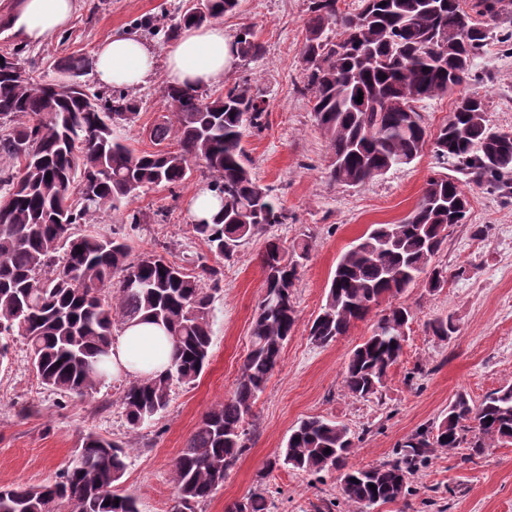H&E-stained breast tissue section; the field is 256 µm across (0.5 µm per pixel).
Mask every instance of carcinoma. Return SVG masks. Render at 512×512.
Wrapping results in <instances>:
<instances>
[{"instance_id": "cac0c4a2", "label": "carcinoma", "mask_w": 512, "mask_h": 512, "mask_svg": "<svg viewBox=\"0 0 512 512\" xmlns=\"http://www.w3.org/2000/svg\"><path fill=\"white\" fill-rule=\"evenodd\" d=\"M208 2L204 12L183 8L174 23L147 17L137 27L170 41L239 5V0ZM338 2L310 0L304 91L311 94L318 126L337 160L329 180L357 187L420 156L428 131L417 104L478 81L472 62L493 36L505 5L504 0H360L352 13L341 11ZM332 28L333 38L327 35ZM240 35L243 39L234 40L238 57L263 54L251 30ZM90 65L81 56L56 64L74 87L0 72V120L12 123L0 136V155L18 164L15 172L0 171V336L26 339L42 385L86 397L110 379L112 338L125 324L146 320L164 326L174 347L170 367L122 390L126 420L139 427L168 407L174 383H193L210 359L220 261L234 259L247 240L288 216L245 163V132L264 127L260 89L238 83L214 97L206 88L166 86L168 116L149 132L155 149L137 151L114 128L115 120L134 118L137 105L116 90L107 96L88 92L80 77ZM485 112L481 92L462 96L454 123L434 134V152L512 195V132L489 128ZM199 163L221 209L212 221L193 223V230L217 262L201 260L189 269L156 250L134 257L124 238L80 230L143 188L175 190ZM467 205L456 179L430 176L404 220L374 225L342 254L310 339L325 346L346 335L371 313L369 302L402 294L423 274L429 290L444 287L448 272L433 259L448 228L465 223ZM307 257L306 243L288 248L267 240L261 254L265 293L252 322L250 348L233 393L205 414L175 461L173 512H197L246 448L244 423L296 326L294 287ZM409 319V307L402 304L380 311L371 336L349 358L343 377L348 395L365 399L379 391L403 355ZM429 328L440 338L457 332L450 318L436 319ZM505 444H512V385L487 394L477 406L458 394L437 425L411 435L397 457L378 466L346 468L354 436L346 425L321 416L293 428L270 466L343 470L341 495L356 512L361 504L396 500L434 448H466L473 458ZM130 452L126 444L88 433L54 480L0 486V512H139L121 488ZM243 506L246 512L271 510L261 491L229 505L227 512H241Z\"/></svg>"}]
</instances>
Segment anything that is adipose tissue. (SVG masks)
Wrapping results in <instances>:
<instances>
[{
	"mask_svg": "<svg viewBox=\"0 0 512 512\" xmlns=\"http://www.w3.org/2000/svg\"><path fill=\"white\" fill-rule=\"evenodd\" d=\"M78 0H17L10 32L20 42L40 44L64 31ZM236 57L224 26L212 22L185 29L156 55L136 34L122 33L103 39L95 52L97 81L105 86L137 87L157 72L169 84L213 86L222 83ZM173 346L165 329L152 323L125 327L112 340L113 374L158 375L169 368Z\"/></svg>",
	"mask_w": 512,
	"mask_h": 512,
	"instance_id": "adipose-tissue-1",
	"label": "adipose tissue"
}]
</instances>
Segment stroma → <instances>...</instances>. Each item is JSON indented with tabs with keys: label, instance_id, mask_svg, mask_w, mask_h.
Segmentation results:
<instances>
[{
	"label": "stroma",
	"instance_id": "obj_1",
	"mask_svg": "<svg viewBox=\"0 0 512 512\" xmlns=\"http://www.w3.org/2000/svg\"><path fill=\"white\" fill-rule=\"evenodd\" d=\"M183 0H80L70 26L54 40L19 45L0 33V52L19 51L21 64L36 81L56 79L55 59L92 56L103 38L130 31L137 19L167 10L177 17ZM309 0H240L236 13L222 19L228 37L252 29L264 46L254 60L236 59L221 84L259 86L266 101V127L246 132L243 145L257 180L272 188L288 220L244 244L225 263L222 289L213 303L211 357L198 379L174 385L160 415L131 428L120 396L129 384L117 376L84 398L67 397L37 385L25 341L7 340L8 358L0 365V486H37L55 478L75 458L88 433L132 446L122 478L125 493L140 512H172V470L203 415L230 395L247 352L252 321L264 294L260 255L266 238L285 244L304 239L308 259L296 284L297 326L282 351L281 362L258 398L247 426V448L229 471L223 486L197 512H226L228 505L264 489L271 512H348L340 493V470L317 474L274 466L291 429L301 420L324 416L347 425L358 436L348 460L372 467L391 459L416 431L435 426L458 393L471 404L512 384V196L485 184L465 181L471 200L466 223L452 226L438 265L448 282L432 292L423 284L408 288L400 300L413 319L406 330L404 354L391 367L380 391L368 399L350 397L341 382L352 350L373 330L376 318L357 322L346 336L326 346L311 341L309 328L325 302L336 264L370 225L394 223L414 209L426 180L456 167H441L432 150L409 166L393 169L359 187L330 183L326 172L330 150L308 95L301 49ZM478 90L486 97L491 127L512 132V51L488 41L473 61ZM164 76L131 89L139 102L131 121H117V131L132 148L152 150L151 127L166 112ZM207 179L201 170L177 192L153 187L97 215V231L124 234L133 252L167 245L166 256L189 265L208 251L195 237L189 202ZM147 215L138 230L124 219L130 211ZM452 318L456 333L433 336L429 322ZM458 448L433 449L408 481L398 500L362 506L361 512H512V445L488 449L476 459Z\"/></svg>",
	"mask_w": 512,
	"mask_h": 512
}]
</instances>
